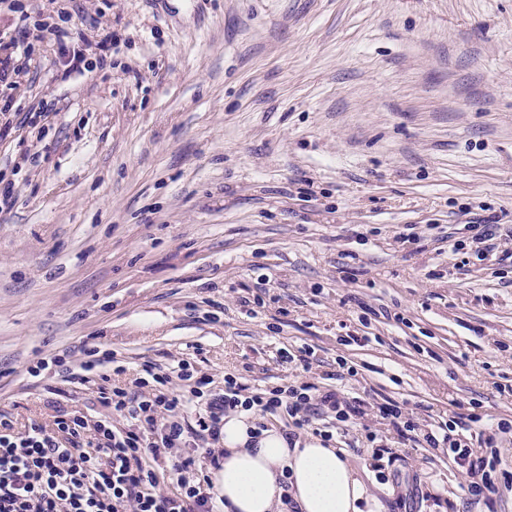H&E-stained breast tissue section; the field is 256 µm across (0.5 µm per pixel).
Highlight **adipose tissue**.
I'll return each mask as SVG.
<instances>
[{"mask_svg": "<svg viewBox=\"0 0 512 512\" xmlns=\"http://www.w3.org/2000/svg\"><path fill=\"white\" fill-rule=\"evenodd\" d=\"M248 419L224 423V461L215 486L224 512H274L290 497L298 512H361L371 495L337 449L309 439L289 447L278 429L250 437Z\"/></svg>", "mask_w": 512, "mask_h": 512, "instance_id": "ef3b65f1", "label": "adipose tissue"}]
</instances>
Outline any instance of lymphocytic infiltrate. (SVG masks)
<instances>
[{
    "instance_id": "lymphocytic-infiltrate-1",
    "label": "lymphocytic infiltrate",
    "mask_w": 512,
    "mask_h": 512,
    "mask_svg": "<svg viewBox=\"0 0 512 512\" xmlns=\"http://www.w3.org/2000/svg\"><path fill=\"white\" fill-rule=\"evenodd\" d=\"M7 9L17 14L21 31L19 37L0 38V84L13 85L25 75L35 53L32 38L46 29L70 72L88 70L79 48L86 40L83 29L33 21L23 0H7ZM463 229L466 240H449V251L467 246L477 259L494 252L499 264L512 265V252L495 245L497 238L512 235L511 224H500L491 214ZM84 355L75 368L66 355L51 354L27 372L69 379L78 369L98 377L96 400L104 414L59 406L51 424L33 421L20 429L0 413V512H222L211 473L224 459L218 443L230 415L247 416L258 433L281 423L288 442L310 433L327 448L349 443L351 428L362 425L364 445L371 448L383 483L401 475L394 467L399 456L393 446L399 443L424 444L453 459L467 477L470 500L492 503L500 486L512 484L498 450L499 440L512 434L511 423L490 418L474 403L448 421L425 424L406 403L349 395L341 383L356 371L343 358L325 386L292 380L252 388L242 374L228 373L217 389L185 359L171 373L145 366L127 387L116 381L126 367L113 350L93 346ZM176 379L185 381L186 389H173ZM370 416L376 425L367 424Z\"/></svg>"
}]
</instances>
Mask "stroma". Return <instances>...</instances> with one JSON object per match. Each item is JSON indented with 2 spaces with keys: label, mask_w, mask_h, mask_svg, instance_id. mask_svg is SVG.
Listing matches in <instances>:
<instances>
[{
  "label": "stroma",
  "mask_w": 512,
  "mask_h": 512,
  "mask_svg": "<svg viewBox=\"0 0 512 512\" xmlns=\"http://www.w3.org/2000/svg\"><path fill=\"white\" fill-rule=\"evenodd\" d=\"M67 8L88 40L121 41L67 81L43 42L11 92L51 113L0 143L16 196L0 213V412L22 426L51 423L50 399L85 409L94 383L27 368L101 345L126 385L182 359L218 387L239 369L253 387L317 383L342 357L354 392L432 421L472 402L512 417V269L446 242L469 211L512 225V0ZM282 348L308 350L310 372ZM342 454L372 512H404L366 449ZM401 456L441 497L426 512H512V489L471 505L451 460Z\"/></svg>",
  "instance_id": "1"
}]
</instances>
